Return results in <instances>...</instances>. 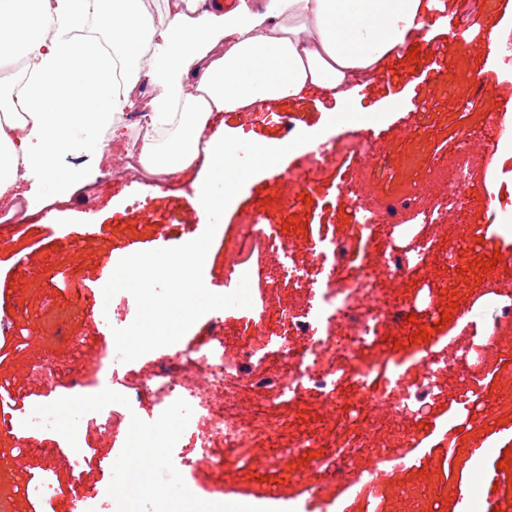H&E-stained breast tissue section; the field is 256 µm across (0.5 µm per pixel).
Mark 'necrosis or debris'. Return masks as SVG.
Wrapping results in <instances>:
<instances>
[{
    "instance_id": "1",
    "label": "necrosis or debris",
    "mask_w": 512,
    "mask_h": 512,
    "mask_svg": "<svg viewBox=\"0 0 512 512\" xmlns=\"http://www.w3.org/2000/svg\"><path fill=\"white\" fill-rule=\"evenodd\" d=\"M376 149L365 138L315 152L309 168L295 174L299 188H308L311 180L327 167L340 166L346 160L375 165ZM347 192L359 224L340 238L307 239L297 243L279 238L275 225L250 220L240 225L237 244L225 258L229 272L247 282L255 281L258 271L248 266L246 257L252 249L263 250L270 264L283 279L310 288L308 305L301 309L280 310L291 339L281 342L279 365L272 375L258 371L250 362L253 350L241 346L233 328H225L226 345L221 352L205 349L183 350L177 336L167 334L164 322H157L145 348L160 350L153 370L138 385L124 382L122 372L130 359L126 336L139 333L138 324L127 313L109 310L100 304L96 312L99 325L112 329V349L98 361V398L96 420L104 433L117 432L118 418L134 417L141 408L142 390H152L155 400L150 418L140 435L148 448L175 447L181 430H189L192 455L182 456L185 466L222 455L224 460L248 468L256 461L252 450L265 431L260 425L243 421L232 397L260 382L272 387V404L290 402L313 391L323 401L328 416H335L341 399L340 383L351 377L356 388L351 404L353 413L336 430L341 442L326 449L317 464L322 471L340 472L354 454L368 451L374 461H381L374 436L379 418H413L433 395L431 372L447 366H468L473 358L483 361L484 370L499 374L512 366L499 341V329L512 325V280L498 279L487 288L489 295L501 298L502 305L495 329H479L476 313L463 319L470 336L468 346L456 348L452 360L438 357L432 348L417 349L411 355L413 367L422 377L414 390L393 398L391 388L401 377L400 361L388 356L374 363L363 362L362 354L375 346L380 326L390 320L392 311L382 301L379 287L385 282L399 283L404 277L425 279L428 264L425 253L410 248L413 237H425L430 224L458 223L464 210L463 188L459 182L441 185L443 201L437 209H420L412 195L384 198L370 205L367 183L356 180ZM385 224L390 228V242L383 264H373L367 255L357 254L359 239L373 241L374 230ZM312 257L311 266L294 262L297 249ZM59 405L55 402L32 403L5 409L0 405V428L38 435L59 427Z\"/></svg>"
}]
</instances>
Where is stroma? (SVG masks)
Masks as SVG:
<instances>
[{"label": "stroma", "mask_w": 512, "mask_h": 512, "mask_svg": "<svg viewBox=\"0 0 512 512\" xmlns=\"http://www.w3.org/2000/svg\"><path fill=\"white\" fill-rule=\"evenodd\" d=\"M506 0H490L488 9L472 11L467 0H434L430 12V35L416 37L421 55L405 60L394 55L385 60L379 79L359 91L358 105L379 106L377 117L366 122H344L327 126L326 110L332 102L321 95L304 99L262 102L250 113H224L226 134L245 133L255 145H278L294 140L301 132H323V144H340L358 136H369L386 177L373 180L371 189L379 198L393 194L400 186L420 188V207L438 202L432 191L430 173L457 174L460 151L454 135L461 122H468L474 135L493 143L500 133L492 119L505 101H512V79L495 76L493 59L485 53L462 52L458 42L448 39L449 29L468 26L478 18L484 28H512V11ZM404 101L418 105L411 124H404V109L383 111L384 102ZM311 162L307 153L283 155L277 166L264 169L243 182L235 204L226 209L221 224H200L189 197L193 193L189 178L163 181L159 194H152L141 177L114 176L109 167L94 174L93 199L75 191L68 202L50 203L25 219L0 216V267L6 271L0 281V305L10 321V332L27 336L21 347L10 349L0 359V384L9 386L25 402L61 401L73 397L88 398L95 390L94 359L112 344V334L94 328L91 311L104 285L115 281L127 260L136 255L172 256L187 246L205 251L208 264L200 276L211 296L237 290L249 296L250 290L237 278L229 277L224 266V251L231 244L238 224L253 216L272 224L294 220V228L285 231L288 240L306 239L311 233L337 238L355 222L345 190L347 182L358 179L361 165L327 168L310 193L298 190L289 175L306 169ZM476 174L464 188L466 201L462 220L445 227L430 228L437 263L431 264L423 281L387 284L384 299L396 308L416 316L415 321L396 326L388 322L380 331L377 350L364 353L365 361L378 351L399 358L414 344L417 328L434 329L451 303L482 308L487 325H494L493 300L484 296L480 286L484 278L512 277V262L498 259L494 268L475 267L476 259L490 256L499 236H486L490 223L485 211L487 192L512 196V171L486 169L475 162ZM96 225L95 234H87V225ZM268 296L274 309L266 317L265 347L261 356L266 366L278 359L276 341L287 335L277 308L303 305L306 289L271 275ZM185 349L215 342V324L223 322L240 330L244 338L255 330L246 326L241 312L228 307L173 308L169 313ZM54 365L61 373L55 389L40 381V366ZM435 395L426 413L405 421H384L375 442L386 457L390 479L384 489L385 512H460L462 505L454 494L436 496L442 480L438 461L455 454L456 467L464 478H478L483 490L485 512H512V487L498 463L506 449H512V369L500 373L491 384H484L479 367L444 370L433 376ZM483 399L480 412L464 417L455 404L468 397ZM244 416L260 413L270 429L271 438L263 448L281 449L306 435L330 442L336 425L324 418L321 397L307 393L285 406H266L263 394L243 391L237 396ZM464 429L452 433L451 428ZM139 419L123 420L118 438L101 434L95 425L84 429V436L100 462L85 467V486L110 485L121 499L131 500L137 512H154V503L140 483L143 471L133 450L139 434ZM432 433L431 448H414L415 440ZM491 447V454L475 455L474 447ZM66 449L60 432L35 437L0 432V512H32L33 503L26 487L30 479L50 481L56 492L48 501L50 512H69L72 475L64 464ZM179 449L169 451L171 459L165 474L168 481L181 483L192 498L207 502L216 494L229 500L252 498L272 488H280L284 499H307L309 486H318L320 499L312 512L330 505L342 512L353 504L362 512L367 495L358 482L371 466L368 455L349 461L344 472L325 477L314 462L304 463V479L279 487L274 481H261L256 471L233 463L208 461L196 467H174Z\"/></svg>", "instance_id": "1"}]
</instances>
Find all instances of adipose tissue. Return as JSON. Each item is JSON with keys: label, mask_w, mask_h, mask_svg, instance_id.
<instances>
[{"label": "adipose tissue", "mask_w": 512, "mask_h": 512, "mask_svg": "<svg viewBox=\"0 0 512 512\" xmlns=\"http://www.w3.org/2000/svg\"><path fill=\"white\" fill-rule=\"evenodd\" d=\"M0 0V63L24 56L34 70L0 114V199L23 191L29 211L68 200L83 171L62 157L102 162L101 130L116 128L141 80L153 96L141 148L148 175L195 173L191 204L201 221L234 199L240 176L276 162L245 139L213 131L217 115L315 91L345 111L377 77L429 0H239L227 11L201 0Z\"/></svg>", "instance_id": "obj_1"}]
</instances>
